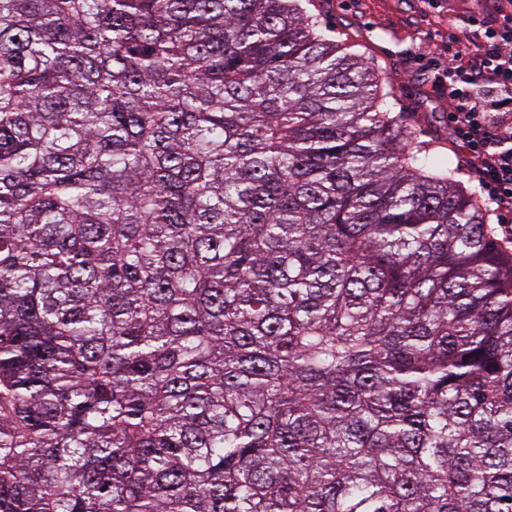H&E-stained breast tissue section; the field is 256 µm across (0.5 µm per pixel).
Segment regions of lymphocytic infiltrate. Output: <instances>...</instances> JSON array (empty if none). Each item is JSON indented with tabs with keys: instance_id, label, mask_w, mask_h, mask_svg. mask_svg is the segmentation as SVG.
Returning a JSON list of instances; mask_svg holds the SVG:
<instances>
[{
	"instance_id": "lymphocytic-infiltrate-1",
	"label": "lymphocytic infiltrate",
	"mask_w": 512,
	"mask_h": 512,
	"mask_svg": "<svg viewBox=\"0 0 512 512\" xmlns=\"http://www.w3.org/2000/svg\"><path fill=\"white\" fill-rule=\"evenodd\" d=\"M433 86L448 100L449 120L477 158L475 172L497 208H512V0H494V14L471 18Z\"/></svg>"
}]
</instances>
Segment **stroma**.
I'll list each match as a JSON object with an SVG mask.
<instances>
[{
    "label": "stroma",
    "mask_w": 512,
    "mask_h": 512,
    "mask_svg": "<svg viewBox=\"0 0 512 512\" xmlns=\"http://www.w3.org/2000/svg\"><path fill=\"white\" fill-rule=\"evenodd\" d=\"M318 30L372 66L382 77L390 111L404 113L412 144L457 162L456 178L477 191L475 174L462 167L461 142L448 121V105L419 81L424 49L448 54V38L480 12L477 0H300Z\"/></svg>",
    "instance_id": "obj_1"
}]
</instances>
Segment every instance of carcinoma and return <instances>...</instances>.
Instances as JSON below:
<instances>
[{
    "instance_id": "obj_1",
    "label": "carcinoma",
    "mask_w": 512,
    "mask_h": 512,
    "mask_svg": "<svg viewBox=\"0 0 512 512\" xmlns=\"http://www.w3.org/2000/svg\"><path fill=\"white\" fill-rule=\"evenodd\" d=\"M298 0H0V512H512V254Z\"/></svg>"
}]
</instances>
